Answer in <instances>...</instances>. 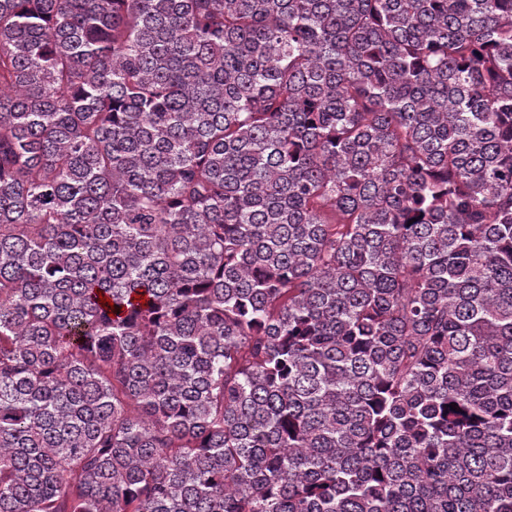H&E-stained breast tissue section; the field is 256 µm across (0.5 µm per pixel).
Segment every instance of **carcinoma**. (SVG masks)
Masks as SVG:
<instances>
[{"label":"carcinoma","instance_id":"cac0c4a2","mask_svg":"<svg viewBox=\"0 0 512 512\" xmlns=\"http://www.w3.org/2000/svg\"><path fill=\"white\" fill-rule=\"evenodd\" d=\"M0 512H512V0H0Z\"/></svg>","mask_w":512,"mask_h":512}]
</instances>
